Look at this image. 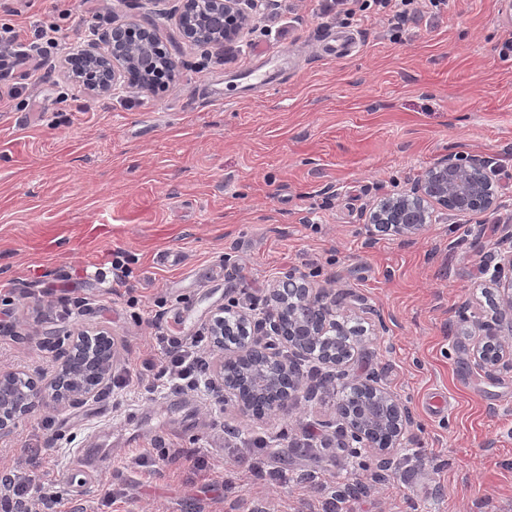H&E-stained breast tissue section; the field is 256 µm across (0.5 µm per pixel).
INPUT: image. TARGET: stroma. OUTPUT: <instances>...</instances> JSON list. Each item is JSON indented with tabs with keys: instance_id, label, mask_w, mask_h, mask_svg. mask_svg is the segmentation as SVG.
<instances>
[{
	"instance_id": "stroma-1",
	"label": "stroma",
	"mask_w": 512,
	"mask_h": 512,
	"mask_svg": "<svg viewBox=\"0 0 512 512\" xmlns=\"http://www.w3.org/2000/svg\"><path fill=\"white\" fill-rule=\"evenodd\" d=\"M142 15L133 0H0L1 21L58 30L40 80L22 68L0 80L12 95L0 112V290L14 294L0 370H50L54 340L94 325L117 339L112 374L126 381L21 423L0 439V470L49 487L65 512H321L353 480L367 491L342 512H512V370L475 365L460 316L463 301L482 300L480 268L512 225V55L501 52L512 8L447 0L396 32L377 15L331 19L317 0H270L230 55L158 15L179 70L167 89L100 97L63 72L68 47ZM263 52L286 57L282 83L243 91L234 74ZM446 154L495 162L501 207L370 241L373 204ZM293 265L365 303L349 373L379 374L413 413L390 469L376 451H297L307 430L326 432L329 403L249 421L199 395L191 431L128 371L150 351L146 318L195 335L229 299L263 301ZM102 424L111 464L95 475L76 467V450ZM51 433L30 464L25 448ZM263 434L274 442L261 450ZM138 448L167 458L140 466ZM196 452L207 479L186 467ZM252 460L290 482L255 479Z\"/></svg>"
}]
</instances>
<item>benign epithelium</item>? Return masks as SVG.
<instances>
[{
    "instance_id": "obj_1",
    "label": "benign epithelium",
    "mask_w": 512,
    "mask_h": 512,
    "mask_svg": "<svg viewBox=\"0 0 512 512\" xmlns=\"http://www.w3.org/2000/svg\"><path fill=\"white\" fill-rule=\"evenodd\" d=\"M177 22L185 40L206 49L226 50L242 42L260 23L269 0H176ZM65 71L79 77L92 93L121 90L152 92L176 80L177 64L161 47L158 31L135 18L112 25L99 40L68 50ZM500 205L493 171L485 160L446 155L428 166L408 189L383 198L364 225L370 239L417 237L444 211L457 217L488 213ZM483 272L495 293L490 320L476 324L472 356L484 368L512 369V226ZM340 299L324 285L311 283L290 267L271 285L264 312L257 314L232 301L236 326L224 325V309L204 325L212 347L210 393L235 404L240 416L288 415L301 398L332 402L335 419L327 423L341 448L381 451L391 465L404 447L411 425L408 406L377 375L349 378L348 367L364 336L363 326L339 317ZM290 322L284 326L283 320ZM118 347L104 328L69 334L60 345L52 373L0 371V438L49 409L97 397L111 383ZM322 365L325 372L309 383L301 363Z\"/></svg>"
}]
</instances>
